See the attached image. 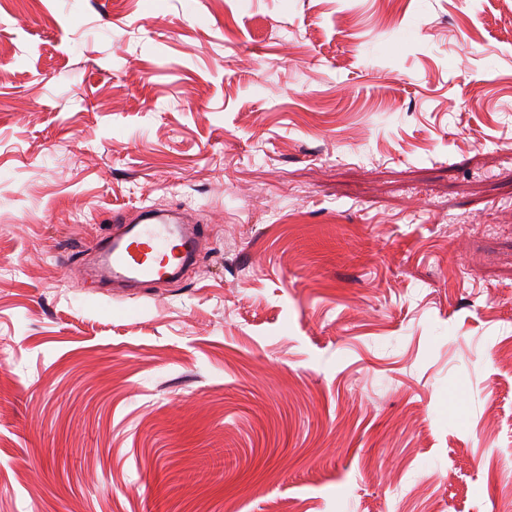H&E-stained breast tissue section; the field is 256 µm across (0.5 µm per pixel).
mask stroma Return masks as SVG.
I'll use <instances>...</instances> for the list:
<instances>
[{"label":"stroma","instance_id":"obj_1","mask_svg":"<svg viewBox=\"0 0 512 512\" xmlns=\"http://www.w3.org/2000/svg\"><path fill=\"white\" fill-rule=\"evenodd\" d=\"M502 0L0 8V512H512ZM191 208L163 286L78 275Z\"/></svg>","mask_w":512,"mask_h":512}]
</instances>
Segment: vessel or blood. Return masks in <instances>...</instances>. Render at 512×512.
<instances>
[{
    "label": "vessel or blood",
    "mask_w": 512,
    "mask_h": 512,
    "mask_svg": "<svg viewBox=\"0 0 512 512\" xmlns=\"http://www.w3.org/2000/svg\"><path fill=\"white\" fill-rule=\"evenodd\" d=\"M206 239L203 227L171 224L146 207L124 232L96 242L98 261L90 273L108 286L164 284L181 274L201 252Z\"/></svg>",
    "instance_id": "vessel-or-blood-1"
}]
</instances>
